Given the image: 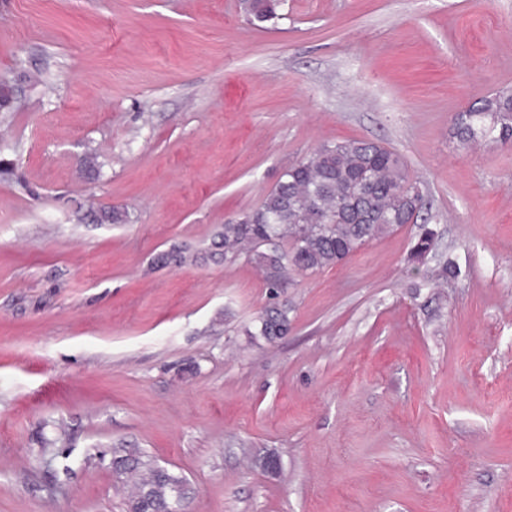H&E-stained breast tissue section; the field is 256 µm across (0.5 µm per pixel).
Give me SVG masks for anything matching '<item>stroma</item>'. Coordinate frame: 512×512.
<instances>
[{
  "label": "stroma",
  "mask_w": 512,
  "mask_h": 512,
  "mask_svg": "<svg viewBox=\"0 0 512 512\" xmlns=\"http://www.w3.org/2000/svg\"><path fill=\"white\" fill-rule=\"evenodd\" d=\"M1 77L0 512H126L116 449L188 512H512V145L452 129L512 89V0H0ZM351 139L406 159L458 278L411 270L414 224L274 296L158 263ZM247 19L255 26L277 18V10L281 6L280 0H246ZM288 309L272 308L258 318L261 336H283L288 333Z\"/></svg>",
  "instance_id": "stroma-1"
}]
</instances>
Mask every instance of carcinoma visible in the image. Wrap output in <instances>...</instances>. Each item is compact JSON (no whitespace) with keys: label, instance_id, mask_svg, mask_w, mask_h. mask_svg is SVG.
Segmentation results:
<instances>
[{"label":"carcinoma","instance_id":"obj_1","mask_svg":"<svg viewBox=\"0 0 512 512\" xmlns=\"http://www.w3.org/2000/svg\"><path fill=\"white\" fill-rule=\"evenodd\" d=\"M248 21L259 26L277 18L281 0H246ZM453 131L466 146L478 140L512 142V93L499 91L453 117ZM424 196L394 151L365 140L327 142L288 169L255 210L224 224L208 250L173 248L162 260L178 265L231 257L259 267L275 293L294 276L337 266L373 240L423 220L408 263L418 271L435 249L436 233L422 218ZM448 261L431 271L436 282L456 278ZM288 310L272 308L258 318L262 336L288 333ZM118 476L132 482L127 512H167L175 494L190 493L188 481L162 474L145 453L126 452Z\"/></svg>","mask_w":512,"mask_h":512}]
</instances>
